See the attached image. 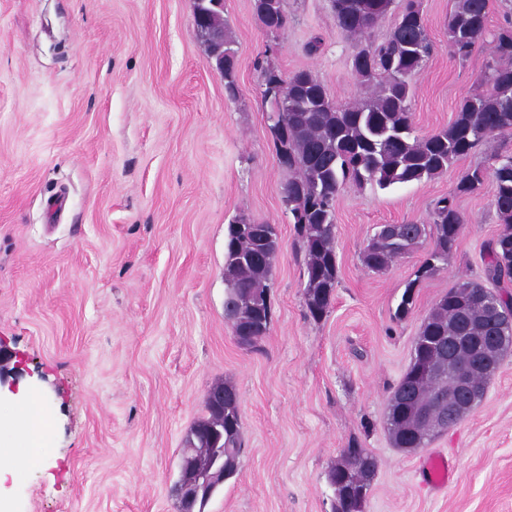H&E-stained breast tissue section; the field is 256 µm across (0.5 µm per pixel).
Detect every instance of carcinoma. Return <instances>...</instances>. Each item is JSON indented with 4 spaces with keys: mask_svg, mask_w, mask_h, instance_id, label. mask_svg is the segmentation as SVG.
<instances>
[{
    "mask_svg": "<svg viewBox=\"0 0 512 512\" xmlns=\"http://www.w3.org/2000/svg\"><path fill=\"white\" fill-rule=\"evenodd\" d=\"M265 11L255 10L267 28L285 27L287 17L283 0H268ZM195 9L207 12L209 26L219 37L204 41L215 62H224V90L233 99L238 94L236 50L222 11L203 0H194ZM393 0H331L337 27L347 36L357 37L352 67L360 85L370 92L348 105L331 99L323 84L310 71L292 75L294 92L288 94V111L269 125L277 155L289 172L284 184L285 198L304 252L305 303L310 315L320 320L330 310L338 284L335 251V203L346 181L358 185L375 184L386 189L394 184L420 182L448 172L459 158L497 134L512 131V29L493 34L496 63L487 67L485 89L463 99L452 122L432 134L415 133L410 98V80L433 54L435 45L423 19L407 20L419 0H404V8L387 39L375 44L361 37L390 10ZM489 0H456L448 17V47L461 62L469 60L476 44L488 31ZM264 92L282 88L287 81L279 70L261 68ZM491 176L496 185L494 206L502 226L488 243L486 274L488 280L501 283L512 279V155L496 157ZM486 172L475 168L458 184L461 193L479 189ZM255 224L239 217L227 226L224 243V304L238 305L245 294L263 296L269 289V277L277 254V234H252ZM404 244L397 246L381 234L371 235L360 252L364 268L372 272L387 270L396 260L412 252L425 237L433 248L410 281L396 308L395 316L407 317L414 305L417 279L429 276L448 262L463 229V219L453 200L442 198L435 204L430 224H402ZM467 301L468 335L489 333L484 300L497 298L501 311H512V297L492 292L485 285L464 281ZM457 317V307L442 296L423 320L413 343L414 353L425 359H437L443 375L453 369L439 358L432 346L436 337L448 335V325ZM444 380L423 387L417 399L404 408V419L388 423L396 448H422L433 436L438 419L418 418L422 407L436 408V396ZM208 451L241 447L240 398L234 386L224 385V428L204 441L189 432L187 443ZM378 466L377 459L365 448L351 443L342 450L332 469L347 478L355 492L364 487L365 468Z\"/></svg>",
    "mask_w": 512,
    "mask_h": 512,
    "instance_id": "cac0c4a2",
    "label": "carcinoma"
}]
</instances>
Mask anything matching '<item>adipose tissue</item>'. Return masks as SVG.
Segmentation results:
<instances>
[{
  "label": "adipose tissue",
  "mask_w": 512,
  "mask_h": 512,
  "mask_svg": "<svg viewBox=\"0 0 512 512\" xmlns=\"http://www.w3.org/2000/svg\"><path fill=\"white\" fill-rule=\"evenodd\" d=\"M12 404L14 414L0 417V485L14 477L17 465L38 466L43 462L42 457L33 452L20 459L13 454L14 448L21 444H28L32 448L37 444L42 429L39 400L28 386L22 384L19 385Z\"/></svg>",
  "instance_id": "1"
}]
</instances>
